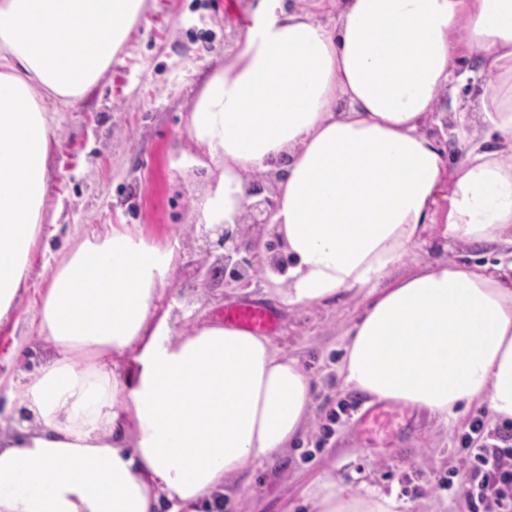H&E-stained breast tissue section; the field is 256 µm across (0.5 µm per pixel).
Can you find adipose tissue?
<instances>
[{
    "instance_id": "obj_1",
    "label": "adipose tissue",
    "mask_w": 512,
    "mask_h": 512,
    "mask_svg": "<svg viewBox=\"0 0 512 512\" xmlns=\"http://www.w3.org/2000/svg\"><path fill=\"white\" fill-rule=\"evenodd\" d=\"M146 0H0V323L40 233L54 118L79 102ZM494 84L480 112L492 146L446 171L429 130L457 60ZM190 128L219 158L203 220L235 223L249 173L285 168L271 218L289 306L365 294L340 377L375 400L512 421V278L414 255L439 196L447 246L507 245L512 230V0H264ZM174 253L127 230L85 239L37 311L52 352L16 396L32 417L0 432V512H217L226 487L307 426L310 377L265 336L208 321L175 335L154 300ZM315 512H396L395 497L321 484Z\"/></svg>"
}]
</instances>
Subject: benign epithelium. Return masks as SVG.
<instances>
[{"instance_id":"benign-epithelium-1","label":"benign epithelium","mask_w":512,"mask_h":512,"mask_svg":"<svg viewBox=\"0 0 512 512\" xmlns=\"http://www.w3.org/2000/svg\"><path fill=\"white\" fill-rule=\"evenodd\" d=\"M283 172L260 173L249 180L247 204L244 214L235 227L224 224H193L190 227V237L200 236L204 245L211 249H221L223 253L217 259L219 266L211 272L220 271L230 282L250 281L264 262L259 253L260 239L249 237L242 233L241 226L266 227L276 208L275 192L269 189Z\"/></svg>"}]
</instances>
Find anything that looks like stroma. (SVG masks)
Here are the masks:
<instances>
[{"instance_id": "1", "label": "stroma", "mask_w": 512, "mask_h": 512, "mask_svg": "<svg viewBox=\"0 0 512 512\" xmlns=\"http://www.w3.org/2000/svg\"><path fill=\"white\" fill-rule=\"evenodd\" d=\"M259 3L146 0L126 46L83 100L70 107L47 99L56 138L41 234L15 312L0 324V427L11 428L15 412L7 381L22 382L33 366V317L52 270L85 238L123 225L174 251L173 276L156 306L158 313H169L176 334L218 319L226 306L261 303L278 315L272 342L297 358L312 379L314 414L305 432L287 452L240 476L224 497V512H312L310 497L328 477L394 495L398 512H472L461 489L470 468L462 441L475 418L492 432L500 422L477 406L444 419L397 405L389 431L363 428L359 416L374 401L338 377L362 297L292 308L264 271L247 286L220 277L207 289L197 286L200 267L215 266L217 258L185 233L197 223L214 175L197 162L189 117L205 84L223 72ZM456 72L462 81L441 97L440 121L453 123L455 113L466 110L472 123L467 139L448 134L451 166L483 140L478 105L490 84L476 59L460 60ZM448 478L452 487H443Z\"/></svg>"}]
</instances>
